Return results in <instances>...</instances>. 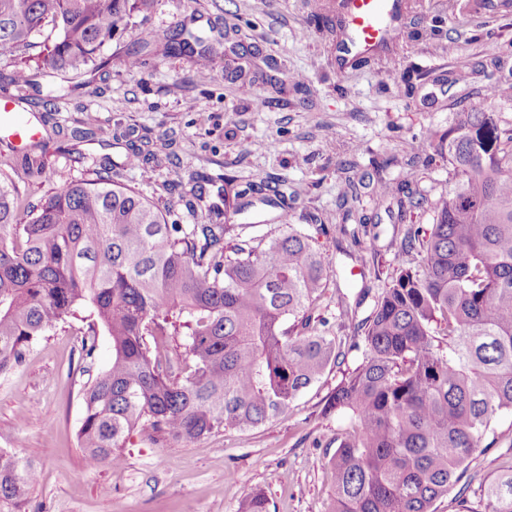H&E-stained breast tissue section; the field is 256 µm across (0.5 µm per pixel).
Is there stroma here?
Returning <instances> with one entry per match:
<instances>
[{
	"mask_svg": "<svg viewBox=\"0 0 512 512\" xmlns=\"http://www.w3.org/2000/svg\"><path fill=\"white\" fill-rule=\"evenodd\" d=\"M402 2L395 59L383 54L357 67L339 62L346 29L313 21L340 16V0H155L69 80L36 69L29 82H13L21 55L0 50V97L42 116L41 140L28 154L0 143V174L23 206L108 169L165 209L169 223L220 224L225 188L287 181L295 192L287 223L259 202L233 221L246 239L278 236L290 224L315 236L329 276L310 308L312 325L338 337L344 352L288 414L252 431L164 445L135 431L121 469H91L77 438L82 389L110 364L112 348L99 336L86 357L88 321L60 325L0 376V448L40 466L29 512H238L254 490L271 512H327L328 461L349 420L325 412L326 401L363 361L356 342L375 296L421 259L402 252L406 232L429 229L435 203L455 182L438 147L418 155L412 147L474 106L512 122V100L487 95L512 85V0ZM185 29L200 37L192 49L138 48L153 32L176 38ZM202 53L211 58L204 69ZM241 80L251 93L238 92ZM135 150L149 166L124 165ZM41 164L52 180L38 177ZM407 179L419 208L402 213L379 200L381 182ZM342 299L353 319L340 316ZM493 427L496 444L476 454L435 512H460L462 500L478 501L485 481L512 466V413Z\"/></svg>",
	"mask_w": 512,
	"mask_h": 512,
	"instance_id": "1",
	"label": "stroma"
}]
</instances>
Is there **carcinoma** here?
<instances>
[{"label":"carcinoma","instance_id":"obj_1","mask_svg":"<svg viewBox=\"0 0 512 512\" xmlns=\"http://www.w3.org/2000/svg\"><path fill=\"white\" fill-rule=\"evenodd\" d=\"M154 0H0V49L26 52L51 26L38 67L79 71ZM457 180L424 237L421 262L375 296L362 322L363 361L329 397L350 430L329 461L328 512H434L467 471L496 415L512 412V127L494 112L458 113L440 137ZM254 193L288 213V195ZM399 209L421 205L410 181L383 183ZM233 224H170L134 188L101 172L22 211L0 178V375L25 349L90 311L112 362L83 389L86 460L114 466L135 429L155 443L241 432L288 412L342 355L307 311L329 266L289 227L267 244L226 247ZM183 337L171 354L166 338ZM448 337L447 347L437 337ZM39 466L0 449V512H27ZM240 512H270L259 491ZM463 512H512V468Z\"/></svg>","mask_w":512,"mask_h":512}]
</instances>
